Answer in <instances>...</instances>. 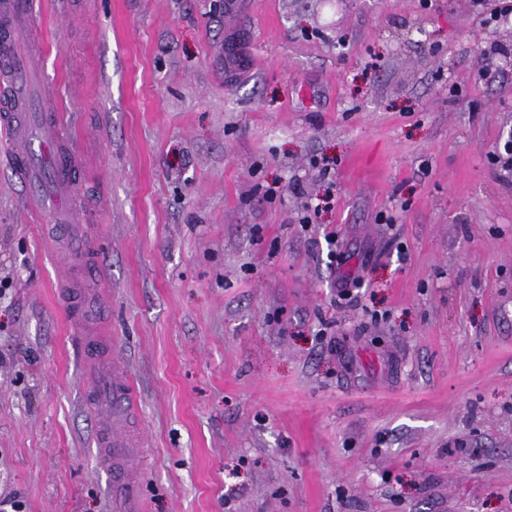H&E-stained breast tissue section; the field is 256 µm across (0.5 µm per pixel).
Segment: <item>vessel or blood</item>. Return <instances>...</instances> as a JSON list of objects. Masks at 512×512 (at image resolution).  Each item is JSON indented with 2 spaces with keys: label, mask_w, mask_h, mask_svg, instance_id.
Masks as SVG:
<instances>
[{
  "label": "vessel or blood",
  "mask_w": 512,
  "mask_h": 512,
  "mask_svg": "<svg viewBox=\"0 0 512 512\" xmlns=\"http://www.w3.org/2000/svg\"><path fill=\"white\" fill-rule=\"evenodd\" d=\"M35 0H0V128L12 135V168L25 188L27 209L37 216H52L56 229L49 244L68 241L71 273L53 288L71 321L83 335L84 364L100 359L106 345V325H87L84 297L78 288L87 275L101 276L95 238L89 228L71 235L77 221L74 172L79 166L75 142L65 135L60 114L51 102V85L44 76L47 47L33 40L28 52L15 51L19 34L35 32ZM112 402L118 415L134 418L137 395L133 378L120 361L112 363ZM139 436L129 432L113 438L111 455L100 458L112 470V512H144L139 495V470L126 460L138 446Z\"/></svg>",
  "instance_id": "vessel-or-blood-1"
}]
</instances>
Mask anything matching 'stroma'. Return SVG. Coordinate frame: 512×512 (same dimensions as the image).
<instances>
[{"label":"stroma","instance_id":"obj_1","mask_svg":"<svg viewBox=\"0 0 512 512\" xmlns=\"http://www.w3.org/2000/svg\"><path fill=\"white\" fill-rule=\"evenodd\" d=\"M38 0L147 512H512L499 0ZM0 131V499L107 512L109 378ZM332 194L329 207L316 203ZM316 214H307L308 206ZM351 280L338 298V280ZM108 359L112 363V405L118 415L132 420L137 411V395L133 378L116 357L112 360V348L107 349Z\"/></svg>","mask_w":512,"mask_h":512}]
</instances>
